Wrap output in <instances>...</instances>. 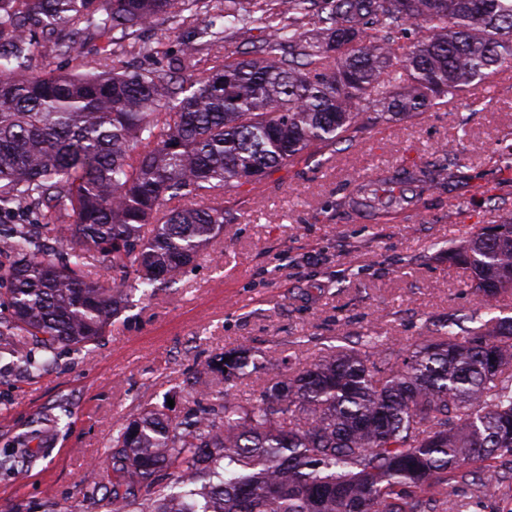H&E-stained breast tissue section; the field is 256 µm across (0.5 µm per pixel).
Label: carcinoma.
Listing matches in <instances>:
<instances>
[{
    "instance_id": "cac0c4a2",
    "label": "carcinoma",
    "mask_w": 512,
    "mask_h": 512,
    "mask_svg": "<svg viewBox=\"0 0 512 512\" xmlns=\"http://www.w3.org/2000/svg\"><path fill=\"white\" fill-rule=\"evenodd\" d=\"M214 2L0 0V212L31 218L0 234V358L39 372L93 344L130 292L224 232V190L350 139L367 108L411 118L512 62V0ZM187 12L213 45L267 34L199 76L198 48L164 73L78 51L96 35L156 54L140 33ZM37 36L69 69L42 67ZM496 229L448 245L490 310L512 293V214ZM225 356L207 368L245 374L244 351ZM39 425L5 444L0 471L38 457ZM100 488L108 512H467L512 491V318L450 317L397 362L363 336L255 403L145 408L112 429Z\"/></svg>"
}]
</instances>
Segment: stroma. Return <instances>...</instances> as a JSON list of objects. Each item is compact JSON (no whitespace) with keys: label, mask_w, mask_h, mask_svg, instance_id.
<instances>
[{"label":"stroma","mask_w":512,"mask_h":512,"mask_svg":"<svg viewBox=\"0 0 512 512\" xmlns=\"http://www.w3.org/2000/svg\"><path fill=\"white\" fill-rule=\"evenodd\" d=\"M201 28L156 24L142 38L161 54L123 62L166 68L169 56L200 43ZM450 147L457 156L447 181L406 193L416 214L382 206L356 214L350 192L359 177L431 170ZM504 199L512 203V80L469 86L409 119L365 112L360 132L334 151L229 189L224 234L166 287L133 293L97 343L60 350L35 376L0 366V435L23 432L59 397L72 410L68 424L44 427L47 458L0 474V512L46 500L57 512H106L87 492L101 480L113 424L169 399L181 414L215 397L224 379L204 366L224 352L246 349L247 373L229 388L249 402L289 369L362 336L386 337L394 354L451 316L467 327L512 317V297L488 311L467 272L448 261L449 242L497 224Z\"/></svg>","instance_id":"35a3bbf8"}]
</instances>
